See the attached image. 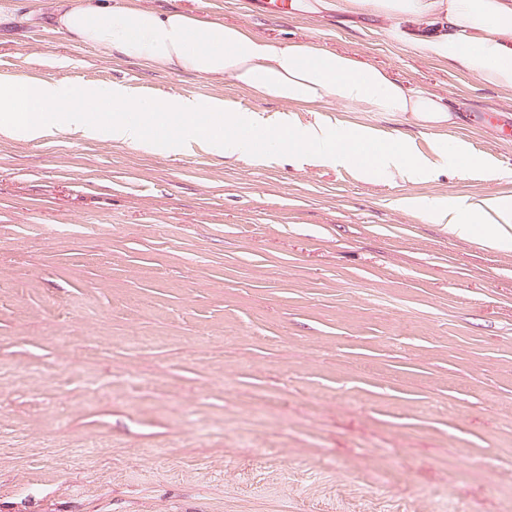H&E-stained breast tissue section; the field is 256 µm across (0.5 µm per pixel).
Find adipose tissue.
Instances as JSON below:
<instances>
[{
  "label": "adipose tissue",
  "mask_w": 512,
  "mask_h": 512,
  "mask_svg": "<svg viewBox=\"0 0 512 512\" xmlns=\"http://www.w3.org/2000/svg\"><path fill=\"white\" fill-rule=\"evenodd\" d=\"M367 2L376 13L401 16L415 25L444 16L452 33L425 39L423 49L460 60L486 83L512 88V0H342ZM57 27L94 45L103 56L119 53L150 68L231 79L298 106L335 100L363 112L406 118L424 129L442 128L451 110L434 93L394 79L384 69L308 42L288 45L233 24L185 12L161 14L110 0H54ZM462 240L512 249V200L500 197L471 206L444 198L409 200Z\"/></svg>",
  "instance_id": "ef3b65f1"
}]
</instances>
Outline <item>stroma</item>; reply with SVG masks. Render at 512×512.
Listing matches in <instances>:
<instances>
[{"instance_id":"obj_1","label":"stroma","mask_w":512,"mask_h":512,"mask_svg":"<svg viewBox=\"0 0 512 512\" xmlns=\"http://www.w3.org/2000/svg\"><path fill=\"white\" fill-rule=\"evenodd\" d=\"M141 2L355 56L455 119L311 112L105 57L49 23L53 0H0V79L361 124L448 162L409 182L206 142L0 135V512H512V251L405 205L512 196V141L482 123L512 122V89L365 5Z\"/></svg>"}]
</instances>
